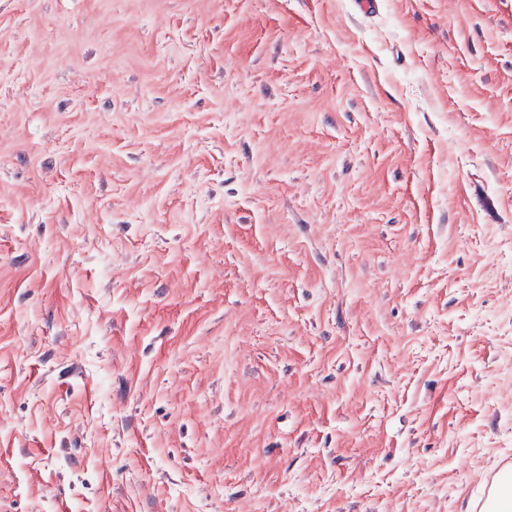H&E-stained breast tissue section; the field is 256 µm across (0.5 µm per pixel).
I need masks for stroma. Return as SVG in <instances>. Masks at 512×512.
<instances>
[{"label": "stroma", "mask_w": 512, "mask_h": 512, "mask_svg": "<svg viewBox=\"0 0 512 512\" xmlns=\"http://www.w3.org/2000/svg\"><path fill=\"white\" fill-rule=\"evenodd\" d=\"M0 0V512H481L512 458V0Z\"/></svg>", "instance_id": "stroma-1"}]
</instances>
